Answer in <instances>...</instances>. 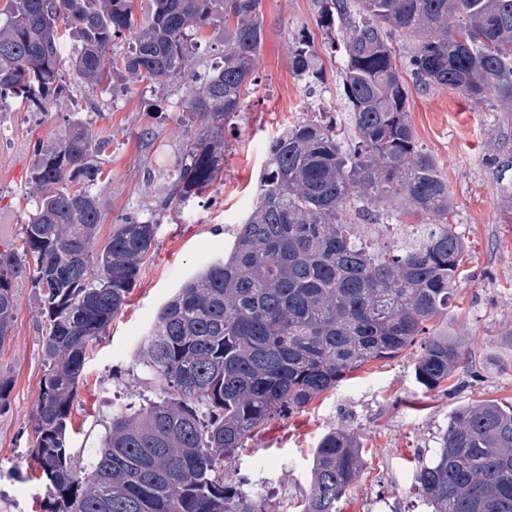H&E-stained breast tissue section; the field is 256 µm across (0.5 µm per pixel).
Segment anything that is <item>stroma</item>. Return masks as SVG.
<instances>
[{"label": "stroma", "mask_w": 512, "mask_h": 512, "mask_svg": "<svg viewBox=\"0 0 512 512\" xmlns=\"http://www.w3.org/2000/svg\"><path fill=\"white\" fill-rule=\"evenodd\" d=\"M262 14L258 82L224 133L221 176L200 198L166 211L155 202L197 132L183 110L180 83L158 88L122 76L109 94L68 71L65 94L42 114L30 115L11 99L0 103V224L8 238L20 240L28 220L24 195L37 146L53 142L73 118L111 141L93 187L100 239L129 215L158 227L122 311L90 345L71 413L72 450L95 447L113 407L131 395L160 396V383L148 379L138 362L137 345L177 288L223 257L257 199L270 140L290 123L322 112L341 125L349 119L340 58L325 59V80L312 89L290 65L288 46L298 33L311 35L318 52L328 48L312 0H262ZM396 50L415 137L448 183L454 205L449 221L468 244L455 298L436 322L437 329L461 339L468 364L448 383L427 390L416 383L413 356L405 353L364 366L304 411L273 421L228 469L263 482L277 512H293L309 494L313 451L333 429L353 433L363 448L361 472L341 512H428L414 474L431 460L449 413L482 400L512 404V169L502 168L512 160V124L495 100L421 86L408 63L411 43H398ZM147 128L152 135L146 139ZM18 296L14 338L0 350V365L14 377L10 407L0 414V512H43L45 482L29 450L44 370L45 319L30 283L19 285Z\"/></svg>", "instance_id": "1"}]
</instances>
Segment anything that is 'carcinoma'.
Returning <instances> with one entry per match:
<instances>
[{
    "instance_id": "carcinoma-1",
    "label": "carcinoma",
    "mask_w": 512,
    "mask_h": 512,
    "mask_svg": "<svg viewBox=\"0 0 512 512\" xmlns=\"http://www.w3.org/2000/svg\"><path fill=\"white\" fill-rule=\"evenodd\" d=\"M319 29L343 57L349 128L305 119L272 140L259 198L224 258L183 282L159 310L137 357L164 388L158 402L112 408L95 452L66 447L89 344L119 313L158 225L128 216L102 246L91 192L106 142L74 120L35 150L24 247L0 250V348L28 280L48 321L30 456L45 476V512H275L271 499L224 478L225 463L273 421L304 410L364 366L416 348L415 381L440 387L465 353L432 330L448 311L466 241L448 223V183L411 127L396 39L414 43L412 73L512 112V0H312ZM5 0L0 5V100L42 111L63 90L59 41L79 42L69 67L87 86L124 72L184 88L198 124L158 205L185 203L218 179L224 128L256 81L261 0ZM224 24L222 61L201 73L193 41ZM130 33L121 56L112 41ZM293 72L313 83L324 64L305 34ZM404 207L412 239L377 249L358 231ZM13 377L0 367V414ZM354 435L319 441L302 512H340L360 473ZM430 512H512V405L454 410L433 459L416 472Z\"/></svg>"
}]
</instances>
